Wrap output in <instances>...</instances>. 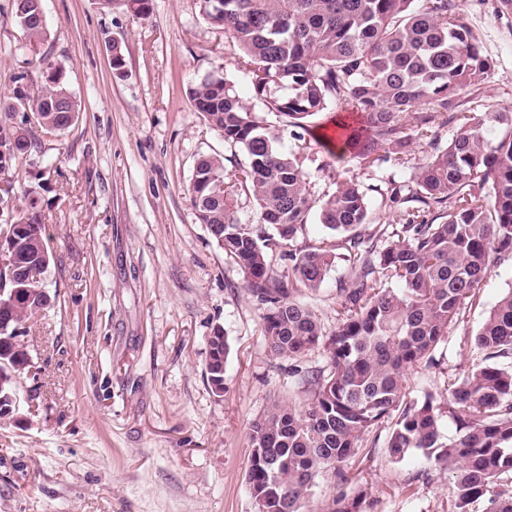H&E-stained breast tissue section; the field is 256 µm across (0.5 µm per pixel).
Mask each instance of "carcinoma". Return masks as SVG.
Returning a JSON list of instances; mask_svg holds the SVG:
<instances>
[{"label":"carcinoma","instance_id":"carcinoma-1","mask_svg":"<svg viewBox=\"0 0 512 512\" xmlns=\"http://www.w3.org/2000/svg\"><path fill=\"white\" fill-rule=\"evenodd\" d=\"M142 18L151 0H100ZM14 18L27 44L47 36L42 0H14ZM203 14L230 36L252 72L254 95L289 126L309 131L310 120L336 105V148L368 168L399 164L417 143L432 154L409 180L391 189L399 204L397 224L366 236V193L357 180L342 178L323 200L319 220L345 235L344 249L359 267L351 285L337 289L336 328L326 332L308 306L293 300V282L315 290L337 253L325 245L288 254L292 273L271 269L268 249L276 231L286 244L307 223L313 201L294 155L237 95L230 79L206 74L189 89L195 109L241 146L247 162L224 166L201 158L189 187L199 223L232 257L248 293L263 309L262 331L271 354L293 359L322 348L325 365L288 369L306 393L305 402L275 401L251 426L246 481L258 512H306L315 479L325 474L337 492L323 512H364L368 491L349 494L343 467L364 436L397 416L386 453L400 462L415 451L454 474L449 512H512V288L490 309L474 338L479 358L448 377L447 385L422 401L406 400L407 371L432 361L433 352L475 301L491 268L512 261V114L459 112L460 92L481 84L492 61L450 0H200ZM0 173L28 160L33 132L21 127L29 114L47 132L68 129L80 106L62 73L48 68L42 94L18 88L0 105ZM457 130L447 146L438 142L448 123ZM507 131L493 139L494 125ZM251 192L257 223L235 216L232 192ZM10 240L24 264L0 294V319L26 322L48 303L42 274L48 243L30 199ZM396 281L398 288L388 286ZM229 345L220 329L208 338L205 374L211 390L224 393ZM28 346L0 345V375L18 383L31 368ZM457 437L440 440L443 412Z\"/></svg>","mask_w":512,"mask_h":512}]
</instances>
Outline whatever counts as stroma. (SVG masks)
Listing matches in <instances>:
<instances>
[{"label":"stroma","mask_w":512,"mask_h":512,"mask_svg":"<svg viewBox=\"0 0 512 512\" xmlns=\"http://www.w3.org/2000/svg\"><path fill=\"white\" fill-rule=\"evenodd\" d=\"M506 0H454L493 61L481 85L461 92L462 110L512 113V7ZM48 36L27 46L13 0H0V96L23 86L37 95L46 66L59 68L81 106L62 132L36 131L44 170L14 167V214L36 191L51 251L43 278L47 310L28 321L35 369L17 385V407L0 423V512H257L245 481L251 425L271 398L305 395L290 364L323 365L321 349L288 362L273 358L262 312L236 262L200 224L188 188L203 156L245 162V153L196 112L187 89L205 74L232 80L239 96L295 153L313 200L335 189L337 174L357 175L368 201L361 233L395 223L393 185L428 157L415 146L404 165L361 169L321 142L299 145L287 116L253 93L252 74L199 0H152L149 17L101 8L98 0H43ZM119 42L123 76L107 47ZM311 214L287 249L269 253L275 272L287 251L336 243ZM357 269L337 259L318 290L300 289L326 329L336 293ZM512 288V264L492 268L476 302L435 351L413 367L407 396L423 400L477 357L473 337ZM223 329L230 352L225 392L205 377L207 341ZM383 423L349 459L367 484L373 512H448L453 480L421 453L390 462Z\"/></svg>","instance_id":"1"}]
</instances>
